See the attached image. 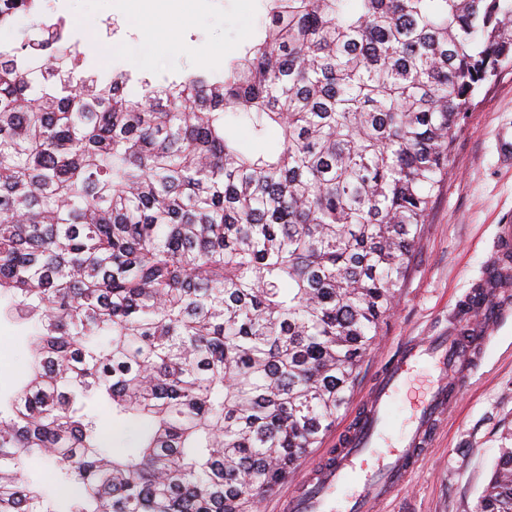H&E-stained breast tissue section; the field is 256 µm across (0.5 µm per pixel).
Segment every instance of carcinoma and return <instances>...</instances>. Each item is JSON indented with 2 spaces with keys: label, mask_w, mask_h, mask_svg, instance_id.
<instances>
[{
  "label": "carcinoma",
  "mask_w": 512,
  "mask_h": 512,
  "mask_svg": "<svg viewBox=\"0 0 512 512\" xmlns=\"http://www.w3.org/2000/svg\"><path fill=\"white\" fill-rule=\"evenodd\" d=\"M265 2L223 73L154 85L0 0L32 30L0 52V315L32 346L0 512H258L348 403L512 0ZM476 512H512V448Z\"/></svg>",
  "instance_id": "1"
}]
</instances>
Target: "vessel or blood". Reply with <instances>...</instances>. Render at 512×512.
Segmentation results:
<instances>
[{"mask_svg":"<svg viewBox=\"0 0 512 512\" xmlns=\"http://www.w3.org/2000/svg\"><path fill=\"white\" fill-rule=\"evenodd\" d=\"M512 316V296L499 288L483 289L472 313L468 335L450 330L426 342L406 345L382 375L365 407L342 438L337 452L310 469L288 497V512H334L338 488L354 486V512H371L373 502L386 499L400 487L427 455L433 437L464 388L497 324ZM433 358L438 376L415 409L409 429L385 455H377L388 426V410L404 387L412 368Z\"/></svg>","mask_w":512,"mask_h":512,"instance_id":"vessel-or-blood-1","label":"vessel or blood"}]
</instances>
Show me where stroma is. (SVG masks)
I'll return each instance as SVG.
<instances>
[{"instance_id":"stroma-1","label":"stroma","mask_w":512,"mask_h":512,"mask_svg":"<svg viewBox=\"0 0 512 512\" xmlns=\"http://www.w3.org/2000/svg\"><path fill=\"white\" fill-rule=\"evenodd\" d=\"M155 7L154 0H141L135 12L129 11L126 0H44L49 22L65 20L88 67L109 63L156 80L198 70L222 73L225 61L254 41L265 14L263 0H196L189 20L156 35L153 63L145 68L136 55L147 38L142 21ZM502 138H512V64L482 86L456 127L448 172L414 246L410 274L398 290L390 318L363 358L347 405L322 446L262 500L259 512H282L288 492L308 465L338 448L398 346L458 322L459 303L475 291L493 259L497 225L512 224V169L499 159L497 142ZM24 336L22 325L0 321L1 393H8L25 370ZM432 375L429 363L414 366L391 411L390 441H397L407 427L412 407ZM510 446L512 318L489 336L464 394L449 409L429 454L402 487L375 505L374 512H475L495 460Z\"/></svg>"}]
</instances>
